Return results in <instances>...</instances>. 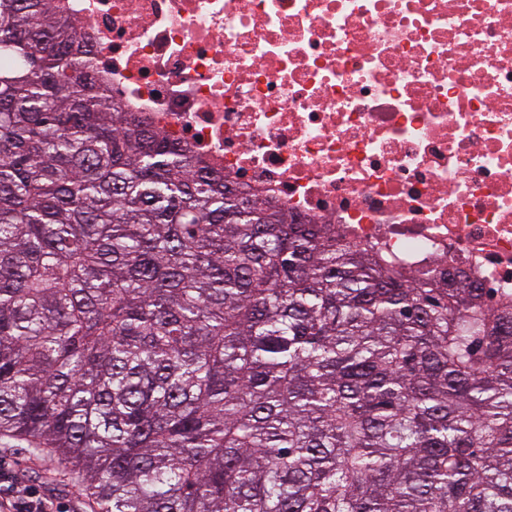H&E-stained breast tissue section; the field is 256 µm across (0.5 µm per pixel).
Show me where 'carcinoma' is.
<instances>
[{
    "label": "carcinoma",
    "mask_w": 512,
    "mask_h": 512,
    "mask_svg": "<svg viewBox=\"0 0 512 512\" xmlns=\"http://www.w3.org/2000/svg\"><path fill=\"white\" fill-rule=\"evenodd\" d=\"M51 2L0 0V437L99 512H512V304L240 196Z\"/></svg>",
    "instance_id": "cac0c4a2"
}]
</instances>
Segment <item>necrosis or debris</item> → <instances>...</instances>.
Segmentation results:
<instances>
[{
    "label": "necrosis or debris",
    "instance_id": "obj_1",
    "mask_svg": "<svg viewBox=\"0 0 512 512\" xmlns=\"http://www.w3.org/2000/svg\"><path fill=\"white\" fill-rule=\"evenodd\" d=\"M124 111L417 280L512 300V0H54Z\"/></svg>",
    "mask_w": 512,
    "mask_h": 512
}]
</instances>
